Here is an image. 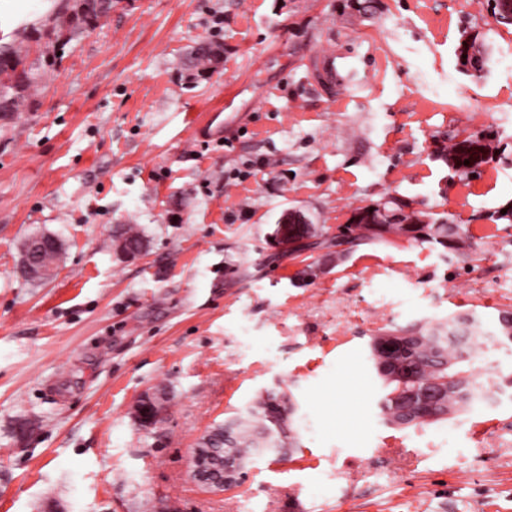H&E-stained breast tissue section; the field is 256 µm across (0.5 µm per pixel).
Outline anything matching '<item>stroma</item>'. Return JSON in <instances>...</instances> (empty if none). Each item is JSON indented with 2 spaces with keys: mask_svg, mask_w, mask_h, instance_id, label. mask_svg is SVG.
<instances>
[{
  "mask_svg": "<svg viewBox=\"0 0 512 512\" xmlns=\"http://www.w3.org/2000/svg\"><path fill=\"white\" fill-rule=\"evenodd\" d=\"M373 4L117 0L0 120V512H512V400L395 430L368 360L382 328L512 312V224L489 218L512 154L472 179L431 159L512 141V27L489 0ZM467 31L493 48L484 77L456 62ZM201 42L223 62L193 77ZM219 106L222 138L197 140ZM395 192L468 225L475 257L397 237L306 281L307 252L272 242L284 212L332 236ZM119 225L145 254H117ZM42 233L63 251L29 281ZM277 385L300 448L224 491L193 481L198 438Z\"/></svg>",
  "mask_w": 512,
  "mask_h": 512,
  "instance_id": "35a3bbf8",
  "label": "stroma"
}]
</instances>
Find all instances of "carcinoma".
I'll return each mask as SVG.
<instances>
[{
	"label": "carcinoma",
	"mask_w": 512,
	"mask_h": 512,
	"mask_svg": "<svg viewBox=\"0 0 512 512\" xmlns=\"http://www.w3.org/2000/svg\"><path fill=\"white\" fill-rule=\"evenodd\" d=\"M113 0H73V6L56 13L40 29L34 30V38L46 47L60 49L74 37L97 27L101 19L112 10ZM491 12L496 21L512 26V0H491ZM456 57L461 69L475 74L488 67L490 53L485 40L478 33L467 34L456 48ZM219 57L202 45L196 46L186 58L188 69L200 75L215 70ZM0 117L11 118L22 111L30 97V90L36 88L32 66L28 64L27 51L20 44L0 46ZM492 159L490 139L482 133L470 134L450 146L437 150L433 160L442 162L457 176L480 173L481 168ZM469 164H464V161ZM412 197L393 195L386 201L375 202L353 209L347 223L336 227V236L319 238L316 249H329L342 240L350 248L379 243H390L391 236H404L421 244L440 245L446 249L463 251L469 246V229L465 224H456L452 217L438 213H427L429 224H416L414 220L423 211L414 208ZM113 245L120 253L141 252L146 248V239L132 229L116 232ZM459 315L453 314L419 324L421 341L409 360V366L418 375L417 381L409 379L381 378L382 394L377 407L379 417L385 424L394 422L395 405L403 398L418 411L429 402L439 404L436 417L422 419L416 425L429 422L448 421L464 413L473 401L483 395H497L496 388L501 382L488 371L478 370L477 340L485 335L483 323L476 319L474 331L460 343L448 338V330L457 324ZM466 350L468 360L457 361L460 350ZM289 392L280 388H265L250 401L246 413L235 417L237 429L228 433L227 444L234 455L253 461V449L260 447V438H269L276 448H298L300 439L294 433L292 424L281 427L277 417L263 407L267 401L282 405Z\"/></svg>",
	"instance_id": "carcinoma-1"
}]
</instances>
